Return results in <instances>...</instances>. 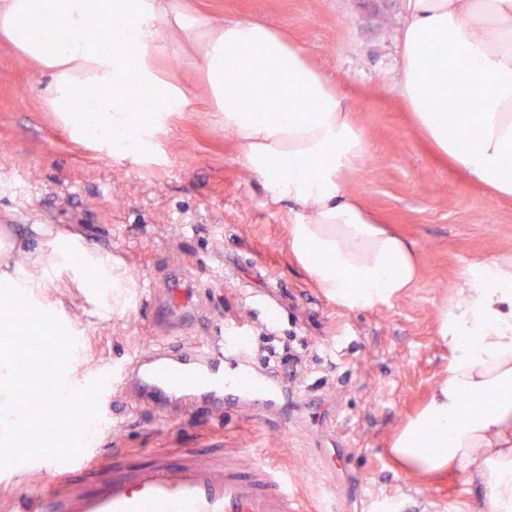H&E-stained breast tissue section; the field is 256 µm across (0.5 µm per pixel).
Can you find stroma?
Instances as JSON below:
<instances>
[{
    "mask_svg": "<svg viewBox=\"0 0 512 512\" xmlns=\"http://www.w3.org/2000/svg\"><path fill=\"white\" fill-rule=\"evenodd\" d=\"M179 10L220 23L256 19L287 31L310 63L353 104L368 146L341 172L345 191L415 242L421 278L406 295L351 311L328 296L288 252L292 215L267 201L258 177L214 112L200 73L203 43L178 30L153 64L191 101L169 113L149 156L133 161L77 135L54 111L52 75L0 35V268L41 274L46 232L78 235L124 278L117 296L96 299L72 270L47 280L50 311L80 337L73 387L89 374L159 344L223 335L248 323L250 341L273 323L279 340L311 357L295 385L305 408L281 426L272 415L181 409L155 417L131 395L99 401L106 427L92 441L105 454L177 448H247L282 459L306 484L319 441L351 445L359 488L346 512L379 495L426 498L435 512H484L483 493L456 476L433 481L389 452L393 435L420 411L448 365L438 343L442 311L460 300V277L489 258L512 261V199L493 197L437 157L412 127L397 87L396 38L405 0H176ZM181 278L188 304H169ZM46 486L32 472L0 473V512H31Z\"/></svg>",
    "mask_w": 512,
    "mask_h": 512,
    "instance_id": "obj_1",
    "label": "stroma"
}]
</instances>
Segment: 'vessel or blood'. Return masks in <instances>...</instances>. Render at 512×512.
<instances>
[{
  "label": "vessel or blood",
  "mask_w": 512,
  "mask_h": 512,
  "mask_svg": "<svg viewBox=\"0 0 512 512\" xmlns=\"http://www.w3.org/2000/svg\"><path fill=\"white\" fill-rule=\"evenodd\" d=\"M242 329L228 327L217 350L200 346H157L115 370L109 390L135 388L159 412L186 403L229 411L250 407L290 420L298 397L269 370L247 360ZM344 446L327 444L318 467L342 471ZM54 491L45 512H341V486L322 487L317 500L302 493L286 467L240 448H184L154 452L136 465L114 455L98 463L86 454L69 461L32 462ZM91 475L95 486L74 482L75 473Z\"/></svg>",
  "instance_id": "b4317fda"
}]
</instances>
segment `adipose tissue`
I'll return each mask as SVG.
<instances>
[{
    "label": "adipose tissue",
    "mask_w": 512,
    "mask_h": 512,
    "mask_svg": "<svg viewBox=\"0 0 512 512\" xmlns=\"http://www.w3.org/2000/svg\"><path fill=\"white\" fill-rule=\"evenodd\" d=\"M107 24L111 41L89 46L86 33ZM166 26L206 30L201 72L213 108L270 203L290 204L288 249L319 287L351 310L415 287L414 243L340 183L341 169L367 151L347 98L287 32L248 19L212 22L166 0H0V33L52 70L54 108L74 111L87 86L101 88L82 129L134 159L149 151L168 112L188 104L152 65L166 50ZM127 30L136 44L124 39ZM440 44L448 54L434 70L428 60ZM246 47L260 51L262 67H241ZM399 58L413 127L453 167L512 198V0H407ZM448 68L455 83L441 76ZM135 93L147 100L149 119L131 111ZM299 99L306 110L288 111ZM460 295L440 315L448 372L395 434L391 452L406 470L481 487L486 512H512V265L471 266Z\"/></svg>",
    "instance_id": "obj_1"
}]
</instances>
